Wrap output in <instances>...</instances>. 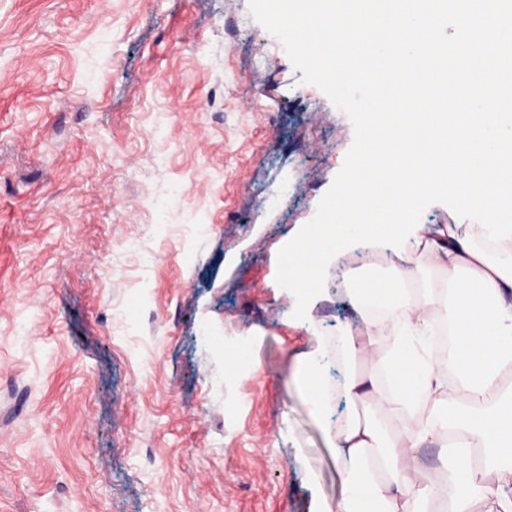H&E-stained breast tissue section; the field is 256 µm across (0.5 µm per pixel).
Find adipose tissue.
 Here are the masks:
<instances>
[{
  "instance_id": "1",
  "label": "adipose tissue",
  "mask_w": 512,
  "mask_h": 512,
  "mask_svg": "<svg viewBox=\"0 0 512 512\" xmlns=\"http://www.w3.org/2000/svg\"><path fill=\"white\" fill-rule=\"evenodd\" d=\"M479 224L423 227L410 238L388 275L352 277L351 297L360 323L340 337L351 357L387 343L388 394L376 376L346 379L353 404L384 398L397 405L401 434L385 437L379 422L353 415L331 440L342 461L336 512H409L427 498L441 512H512V239L478 246ZM444 276L432 293L436 312L421 309L407 288L423 264ZM447 324L455 342L442 349L427 338ZM327 366L320 353L301 361V380L315 415H325L330 398ZM442 440L450 450L446 473L419 480L414 449Z\"/></svg>"
}]
</instances>
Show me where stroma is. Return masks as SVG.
<instances>
[{"mask_svg": "<svg viewBox=\"0 0 512 512\" xmlns=\"http://www.w3.org/2000/svg\"><path fill=\"white\" fill-rule=\"evenodd\" d=\"M249 0H0V512H321L295 362L355 321L276 280L354 140Z\"/></svg>", "mask_w": 512, "mask_h": 512, "instance_id": "obj_1", "label": "stroma"}]
</instances>
